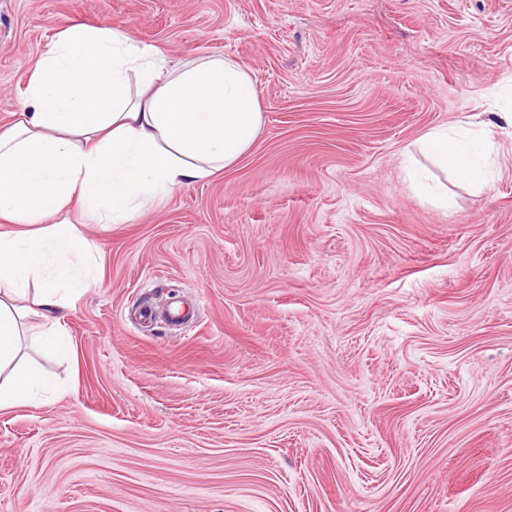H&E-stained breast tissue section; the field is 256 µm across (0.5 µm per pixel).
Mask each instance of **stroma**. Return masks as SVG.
Returning a JSON list of instances; mask_svg holds the SVG:
<instances>
[{
  "label": "stroma",
  "mask_w": 512,
  "mask_h": 512,
  "mask_svg": "<svg viewBox=\"0 0 512 512\" xmlns=\"http://www.w3.org/2000/svg\"><path fill=\"white\" fill-rule=\"evenodd\" d=\"M70 24L235 60L264 126L82 225L98 285L27 343L58 391L0 411V512H512V0H0V124ZM477 121L489 184L414 194L416 142Z\"/></svg>",
  "instance_id": "obj_1"
}]
</instances>
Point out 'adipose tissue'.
I'll list each match as a JSON object with an SVG mask.
<instances>
[{
  "instance_id": "ef3b65f1",
  "label": "adipose tissue",
  "mask_w": 512,
  "mask_h": 512,
  "mask_svg": "<svg viewBox=\"0 0 512 512\" xmlns=\"http://www.w3.org/2000/svg\"><path fill=\"white\" fill-rule=\"evenodd\" d=\"M253 79L229 58L174 65L129 32L64 28L32 61L19 119L0 127V411L44 398L51 384L25 363L24 328L63 344V312L97 281L73 201L101 224H121L182 182L235 164L263 127ZM422 151L476 187L485 172L451 127Z\"/></svg>"
}]
</instances>
